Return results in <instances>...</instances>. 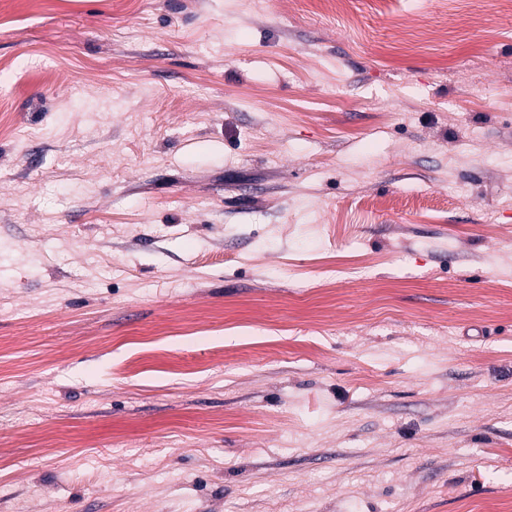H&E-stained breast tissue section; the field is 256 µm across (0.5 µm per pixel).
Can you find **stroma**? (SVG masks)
Instances as JSON below:
<instances>
[{
  "label": "stroma",
  "instance_id": "35a3bbf8",
  "mask_svg": "<svg viewBox=\"0 0 512 512\" xmlns=\"http://www.w3.org/2000/svg\"><path fill=\"white\" fill-rule=\"evenodd\" d=\"M0 512H512V12L0 0Z\"/></svg>",
  "mask_w": 512,
  "mask_h": 512
}]
</instances>
